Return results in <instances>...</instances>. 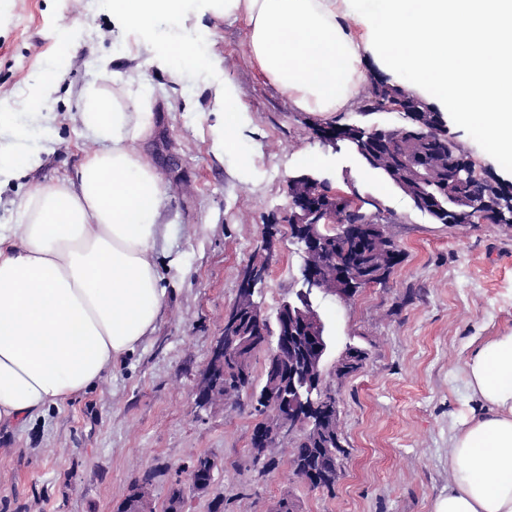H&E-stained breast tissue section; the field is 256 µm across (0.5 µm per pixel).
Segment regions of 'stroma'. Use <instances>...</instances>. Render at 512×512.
Returning a JSON list of instances; mask_svg holds the SVG:
<instances>
[{
	"label": "stroma",
	"instance_id": "stroma-1",
	"mask_svg": "<svg viewBox=\"0 0 512 512\" xmlns=\"http://www.w3.org/2000/svg\"><path fill=\"white\" fill-rule=\"evenodd\" d=\"M189 30L205 34L208 51L224 59L221 69L175 82L156 67L145 84L156 130L141 150L166 186L167 230L156 246L162 316L97 388L25 428L0 429V512H116L148 472L153 512H164L178 484L187 489L182 512H211L218 496L224 512H271L284 497L296 512H432L452 484L451 438L472 405L462 372L468 346L512 327V226L435 223L345 145L316 137L323 116L296 110L265 81L248 58L243 23L194 5L184 24H160L154 36L169 42ZM142 38L113 16L110 0H9L0 10V102L10 111H29L45 66L61 48L71 55L41 106L54 119L31 141L40 164L0 187L1 223L29 186L74 175L87 147L73 120L83 94L94 88L127 100ZM226 84L246 112L236 150L223 152L213 147L212 130L222 122L213 98ZM447 126L482 176L512 183L477 129L452 118ZM305 172L378 200L403 252L386 282L352 300L314 297L330 345L322 384L336 393L346 450L329 490L292 474L291 440L270 449L265 471L254 467L250 440L260 417L249 398L194 412V382L266 225H276L278 245L262 306L275 313L302 286L288 180ZM351 347L367 359L337 381L336 362ZM200 454L218 464L206 495L188 490Z\"/></svg>",
	"mask_w": 512,
	"mask_h": 512
}]
</instances>
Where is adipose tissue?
<instances>
[{
    "label": "adipose tissue",
    "mask_w": 512,
    "mask_h": 512,
    "mask_svg": "<svg viewBox=\"0 0 512 512\" xmlns=\"http://www.w3.org/2000/svg\"><path fill=\"white\" fill-rule=\"evenodd\" d=\"M243 20L251 61L292 105L325 117L353 109L363 59L409 74L423 91L478 129L512 171V0H219ZM187 0H112V13L145 32L179 20ZM172 79L220 66L187 42L146 41L137 67ZM0 113V181L39 163L30 146L38 112ZM214 107L217 148L235 149L242 109L231 87ZM91 141L74 178L37 184L0 224V426L20 428L107 379L113 363L156 328L166 290L155 260L164 234V184L137 148L156 123L147 98L129 105L91 94L76 113ZM474 401L452 437L454 480L433 512H512V328L474 340L463 361Z\"/></svg>",
    "instance_id": "ef3b65f1"
}]
</instances>
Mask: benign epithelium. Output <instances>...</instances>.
<instances>
[{
	"label": "benign epithelium",
	"mask_w": 512,
	"mask_h": 512,
	"mask_svg": "<svg viewBox=\"0 0 512 512\" xmlns=\"http://www.w3.org/2000/svg\"><path fill=\"white\" fill-rule=\"evenodd\" d=\"M410 92L394 85L382 108L384 112L406 111ZM408 118L418 125L410 134L397 133L384 128L369 142L368 156L371 162L384 167L397 162L396 173L400 178L399 188L413 202L420 205L421 186L437 183L448 197L459 195V176L454 167L472 169L473 165L464 159L456 162L442 153H431L421 157L419 145L427 139L431 126L420 120V113L410 112ZM322 179L313 174H304L289 182L291 214L289 223L309 224L313 229L298 239L303 253L301 270L303 288L299 295H310L319 291L348 299L369 279L368 270L360 266L357 258L336 260L328 247V236L319 233L315 227L322 224L326 229L343 231L336 212L350 203L355 207L362 202L338 188H331L327 195H321L319 185ZM375 211L368 213L369 221L375 226L376 248L374 256L381 258L388 250L391 235L387 226L376 220L380 203L372 200ZM453 223L489 224V212L483 201L470 197L463 200L461 209L454 212ZM276 242L263 240L262 249L256 258L239 271L237 296L231 307L224 313V325L213 340L205 368L195 379L194 408L196 414L212 412L234 405L241 393L234 391L226 382L228 373L242 377L252 376V362L259 350L271 351L266 364L260 399L267 405L262 415L263 443L269 448L280 438L295 437L296 442L310 440L316 432L331 434L336 431L332 419L312 420L305 418L308 407L302 400L291 395L296 382L312 378L309 393L321 391L322 365L327 354L328 343L325 325L312 300L301 307L292 308L288 300L278 307V327L266 329L269 318L257 301L260 289L265 286L269 264L266 259L274 252Z\"/></svg>",
	"instance_id": "7a95c632"
}]
</instances>
